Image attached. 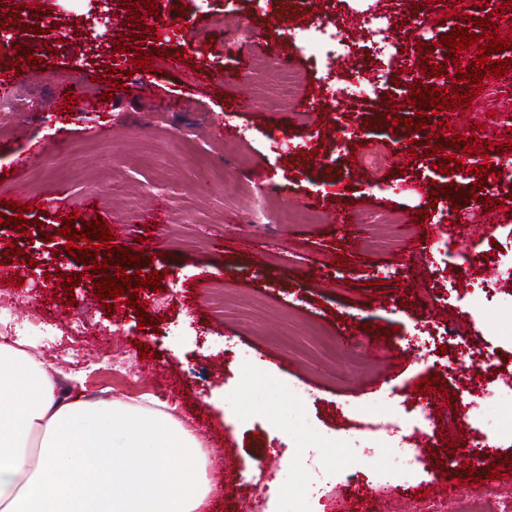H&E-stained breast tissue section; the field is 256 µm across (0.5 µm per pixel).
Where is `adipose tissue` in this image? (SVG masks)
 <instances>
[{"instance_id": "obj_1", "label": "adipose tissue", "mask_w": 512, "mask_h": 512, "mask_svg": "<svg viewBox=\"0 0 512 512\" xmlns=\"http://www.w3.org/2000/svg\"><path fill=\"white\" fill-rule=\"evenodd\" d=\"M205 468L171 414L89 401L0 342V512H200Z\"/></svg>"}]
</instances>
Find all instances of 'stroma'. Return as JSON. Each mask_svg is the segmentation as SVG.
<instances>
[{
    "instance_id": "stroma-1",
    "label": "stroma",
    "mask_w": 512,
    "mask_h": 512,
    "mask_svg": "<svg viewBox=\"0 0 512 512\" xmlns=\"http://www.w3.org/2000/svg\"><path fill=\"white\" fill-rule=\"evenodd\" d=\"M21 6L20 22L5 24L6 8ZM159 17L140 10L143 26L129 22L120 0H0V73L16 47L36 49L40 65L17 75L9 95L18 107L0 129V214L18 190L43 199L57 193L30 233H50V242H27L24 233L0 223V255L7 242L22 250L4 264L25 284L20 302L1 316L8 330L27 333L30 314L51 305L48 335L31 337V351L55 359L64 374L80 376L78 388L90 400L138 404L154 401L201 437L207 459L236 450L226 473L208 471L211 492L205 512H309L304 488L310 480L302 459L314 451L331 479L321 491V508L339 500L349 512H415L416 497L432 492L428 473L450 465L446 500L507 491L512 480L493 467L512 460V404L491 407L485 386L468 368L459 347L446 354L426 350L425 323H448L479 334L483 353L512 361V343L500 332L512 322V307L482 311L477 272H461L452 224L436 229L415 222L418 211L445 209L448 199L431 200L420 186L422 144L406 148L405 126L387 119L417 117V107L398 108L397 95L350 106L321 104L322 72L308 68L287 35L296 19L310 15L311 0H156ZM51 20L34 34L38 18ZM210 29L209 46L182 38L185 24ZM251 28V42L235 38ZM142 33L155 49L149 76L135 72L131 53L120 50L121 35ZM59 52L49 55V45ZM181 54V67L167 63ZM289 58L303 70L299 91L286 102H262L269 82L262 62ZM128 71L123 87L110 83V65ZM88 74L95 82L69 106L57 96L61 82ZM112 101L102 102L103 93ZM512 111V80L499 82L496 97L476 96L460 126H479V139L508 142L491 116ZM357 129L348 139L343 126ZM281 139L282 148L271 146ZM228 140L240 142L235 154ZM375 144L395 155L389 169L371 170L353 158ZM262 172L264 181L253 180ZM312 201L314 220L280 224L276 205ZM399 215L412 224L419 251L388 249L352 240L348 225L365 215ZM75 228L95 219L113 232L121 248L142 245L138 268L163 275L160 292L142 291L148 313L161 317L159 329L139 327L127 304L104 310L94 297L88 263L62 250L64 216ZM350 267H342L341 259ZM437 268L405 278L406 264ZM77 274L75 304L64 300V274ZM438 289L425 310L421 291ZM83 320L82 333L72 324ZM359 341L361 359L344 347ZM150 346L140 355L138 344ZM85 355L63 358L70 346ZM119 348L134 369L130 382L99 358L102 348ZM444 378L448 396L415 394L418 380ZM471 404L488 422V446L472 462L483 478L467 483L466 470L453 466L472 442V430L430 429L419 437L423 464L408 479L378 440L345 441L353 410L376 403L398 409L428 404L442 414L447 403ZM292 454H285L286 446ZM368 472L361 487L342 488L340 476Z\"/></svg>"
}]
</instances>
